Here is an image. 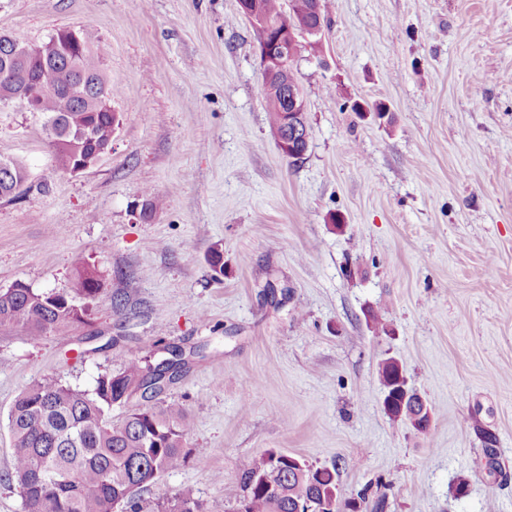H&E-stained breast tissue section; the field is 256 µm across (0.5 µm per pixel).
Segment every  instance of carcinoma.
Wrapping results in <instances>:
<instances>
[{
  "instance_id": "1",
  "label": "carcinoma",
  "mask_w": 512,
  "mask_h": 512,
  "mask_svg": "<svg viewBox=\"0 0 512 512\" xmlns=\"http://www.w3.org/2000/svg\"><path fill=\"white\" fill-rule=\"evenodd\" d=\"M283 0H260L265 18L283 35L288 25L315 24L307 13L308 0H295L299 15L291 17ZM104 49L88 42L68 47L50 36L29 62L30 80L50 89L37 111L52 123L55 166L67 172L91 162L96 149L112 136L116 113L92 100L97 82L105 78ZM268 123L274 140L283 138L281 87L276 78H262ZM100 281L87 267L76 269L70 293L37 292L17 283L0 290V329L22 328L32 337L83 320L84 311L72 296L92 297ZM402 369L394 360L382 363L380 381L384 407L394 419L425 431L427 416L415 418L409 402L399 394ZM154 368L127 360L115 373L97 378L93 388L65 386L55 378L35 382L21 392L8 413L13 446V477L27 512H141L137 492L164 473L186 463L188 422L177 403L130 411L114 423L108 413L148 388ZM292 455L269 449L256 457L241 475V497L248 512H296V502L325 504L329 512H351L341 499L336 470L306 462L289 463ZM159 512H205L202 502L182 493L158 504Z\"/></svg>"
}]
</instances>
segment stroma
<instances>
[{
    "label": "stroma",
    "instance_id": "1",
    "mask_svg": "<svg viewBox=\"0 0 512 512\" xmlns=\"http://www.w3.org/2000/svg\"><path fill=\"white\" fill-rule=\"evenodd\" d=\"M63 29L107 46L120 124L109 154L63 173L45 115L0 105V157L30 174L0 199V290L65 293L80 265L102 289L75 298L81 322L0 330V512H25L21 391L90 389L174 349L185 363L153 402L184 408L190 458L143 512L186 491L233 512L269 449L337 466L345 499L383 481L363 512H512V0H331L293 64L297 161L269 131L236 0H0V34ZM389 358L433 411L425 432L384 408Z\"/></svg>",
    "mask_w": 512,
    "mask_h": 512
}]
</instances>
